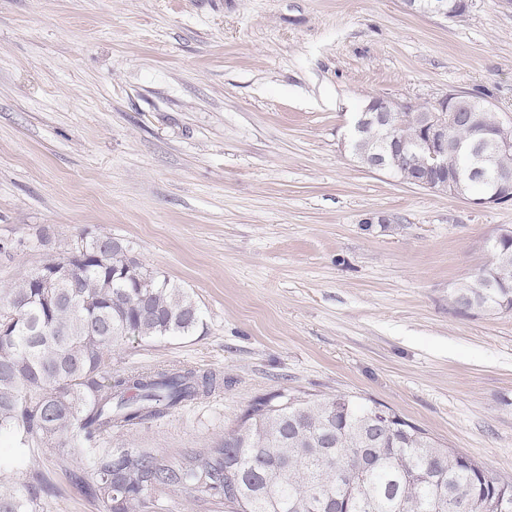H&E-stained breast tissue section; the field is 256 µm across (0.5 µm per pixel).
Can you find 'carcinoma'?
<instances>
[{"label":"carcinoma","instance_id":"carcinoma-1","mask_svg":"<svg viewBox=\"0 0 512 512\" xmlns=\"http://www.w3.org/2000/svg\"><path fill=\"white\" fill-rule=\"evenodd\" d=\"M84 260L53 300L24 277L0 290V436L24 454L42 448L62 464L87 462L75 488L105 512H156L188 493L224 512H512V480L440 447L396 417L371 426L377 403L347 394L279 391L256 398L224 438L171 461L153 448H103L101 440L206 398L224 377L166 365L112 374L127 340L189 335L201 309L110 236L83 242ZM491 262L457 282L453 310L469 317L512 311V238ZM48 483L38 472L16 485L0 478V512H39Z\"/></svg>","mask_w":512,"mask_h":512}]
</instances>
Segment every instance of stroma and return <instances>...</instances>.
<instances>
[{"mask_svg":"<svg viewBox=\"0 0 512 512\" xmlns=\"http://www.w3.org/2000/svg\"><path fill=\"white\" fill-rule=\"evenodd\" d=\"M512 117V0L457 19L403 0H0V288L109 235L198 303L191 335L130 342L116 372L224 373L205 401L113 433L170 460L256 397L379 402L512 479V312L452 311L512 205L371 171L344 148L371 97L448 92ZM40 512H104L68 469L0 438Z\"/></svg>","mask_w":512,"mask_h":512,"instance_id":"1","label":"stroma"}]
</instances>
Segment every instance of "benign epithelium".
I'll return each instance as SVG.
<instances>
[{
    "label": "benign epithelium",
    "instance_id": "benign-epithelium-1",
    "mask_svg": "<svg viewBox=\"0 0 512 512\" xmlns=\"http://www.w3.org/2000/svg\"><path fill=\"white\" fill-rule=\"evenodd\" d=\"M406 8L415 13L435 15L446 19L462 17L470 8L471 0H404ZM419 103L408 99H395L375 96L358 112L351 135H359L375 126L384 130L381 149L367 158L363 165L374 170L400 172V162L404 156L413 154L420 159L422 169L419 177L402 181L436 193L457 195L458 183L465 178L470 182H490V186L479 193L468 195L471 204L478 208H488L512 203V172L502 168H492L488 164L490 149L495 154L512 152V139L495 133L484 132L470 143L455 140L451 130L461 121L467 120L476 126L480 117L470 109L466 95L452 92L437 102L424 106L420 114L419 136L409 140L402 136L403 113L411 112ZM459 153L468 154L471 163L466 171L448 170V157ZM69 265L55 269L40 267L34 273L38 287L48 290L61 288L72 279Z\"/></svg>",
    "mask_w": 512,
    "mask_h": 512
}]
</instances>
